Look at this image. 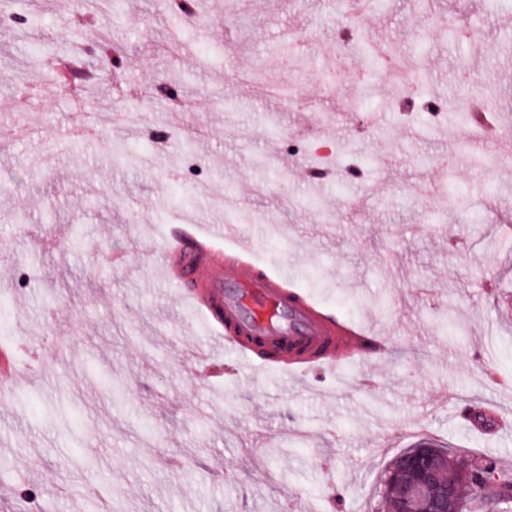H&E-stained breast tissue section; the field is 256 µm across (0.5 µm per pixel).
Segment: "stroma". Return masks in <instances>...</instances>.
Instances as JSON below:
<instances>
[{"instance_id": "35a3bbf8", "label": "stroma", "mask_w": 512, "mask_h": 512, "mask_svg": "<svg viewBox=\"0 0 512 512\" xmlns=\"http://www.w3.org/2000/svg\"><path fill=\"white\" fill-rule=\"evenodd\" d=\"M203 0L177 52L165 0L87 16L37 0L43 25L0 24V349L20 369L0 395V512H384L390 462L421 444L512 473V207L476 192L474 126L400 115L392 73L425 74L445 106L512 109V6L410 0L367 14L387 67L337 49L347 18L320 0ZM77 51L69 88L47 62ZM171 78L175 101L149 93ZM384 113L374 127L348 112ZM123 141L126 159L112 153ZM330 146L364 175L310 184L298 152ZM234 223L255 258L304 256L301 291L330 314L370 320L391 351L301 382L191 371L206 329L161 266L177 224ZM122 263L111 261L113 253Z\"/></svg>"}]
</instances>
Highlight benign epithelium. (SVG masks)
<instances>
[{
	"instance_id": "1",
	"label": "benign epithelium",
	"mask_w": 512,
	"mask_h": 512,
	"mask_svg": "<svg viewBox=\"0 0 512 512\" xmlns=\"http://www.w3.org/2000/svg\"><path fill=\"white\" fill-rule=\"evenodd\" d=\"M473 471V461L425 445L401 456L386 483L398 490L396 512H458L466 486L479 490L487 504L494 506V478L485 476L476 488Z\"/></svg>"
}]
</instances>
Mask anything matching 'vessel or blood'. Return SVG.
I'll use <instances>...</instances> for the list:
<instances>
[{"instance_id": "obj_1", "label": "vessel or blood", "mask_w": 512, "mask_h": 512, "mask_svg": "<svg viewBox=\"0 0 512 512\" xmlns=\"http://www.w3.org/2000/svg\"><path fill=\"white\" fill-rule=\"evenodd\" d=\"M241 238L236 224H181L167 240L166 278L211 340L242 365L295 376L371 361L380 330L323 314L295 289L288 262H257Z\"/></svg>"}]
</instances>
